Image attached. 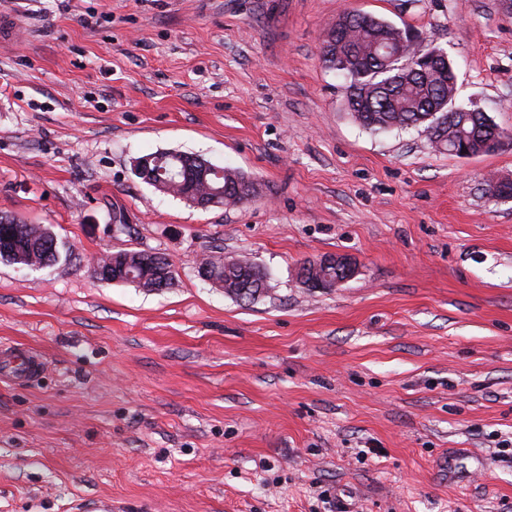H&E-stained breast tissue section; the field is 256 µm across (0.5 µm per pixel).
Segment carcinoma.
Segmentation results:
<instances>
[{
	"label": "carcinoma",
	"mask_w": 512,
	"mask_h": 512,
	"mask_svg": "<svg viewBox=\"0 0 512 512\" xmlns=\"http://www.w3.org/2000/svg\"><path fill=\"white\" fill-rule=\"evenodd\" d=\"M408 34L406 28L357 12L340 15L336 27L328 32L322 48L323 61L347 77L345 106L352 118L373 131L422 126L430 142L445 151L451 140L439 143L443 132L469 144L493 135L506 136L503 129L495 131L487 126L482 112H458L448 120L446 97L454 87L448 84L452 75L446 66L433 67L425 74L405 68L394 74L381 70L380 46L398 42ZM152 156L156 181L173 195L185 188L201 194L222 189L221 206H235L252 198L245 189L252 179L239 170L224 167L221 176L212 173L204 179H187L184 171L191 167L189 154L154 152ZM42 235L43 228L38 224L19 225L14 219L5 224L0 216V239L8 240V254L0 252V259L22 265L28 257L41 255L34 244ZM255 269L257 266L252 263L228 257L224 262V283L229 285L225 294L239 300L255 299L261 288L260 278H251L250 271Z\"/></svg>",
	"instance_id": "obj_1"
}]
</instances>
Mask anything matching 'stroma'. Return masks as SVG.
Masks as SVG:
<instances>
[{"label":"stroma","instance_id":"1","mask_svg":"<svg viewBox=\"0 0 512 512\" xmlns=\"http://www.w3.org/2000/svg\"><path fill=\"white\" fill-rule=\"evenodd\" d=\"M347 9L443 49L456 105L512 132L506 0H0V216L62 246L0 261V345L46 362L0 380V512H512V139L354 122L321 56ZM156 151L258 192L194 206L135 176ZM124 249L171 285L97 279ZM214 251L267 294L202 281ZM325 255L355 275L307 287ZM165 260H166L165 264L167 267L164 266L162 263H160L158 261V259L156 257H154L153 255L151 257L144 256L142 258L141 264H142L143 268L146 271L150 270L155 273V275L153 277V279L156 283L154 288L159 289V290L166 288L172 279V274L170 273L168 268L173 269V265L167 258H165ZM173 272H174V269H173Z\"/></svg>","mask_w":512,"mask_h":512}]
</instances>
